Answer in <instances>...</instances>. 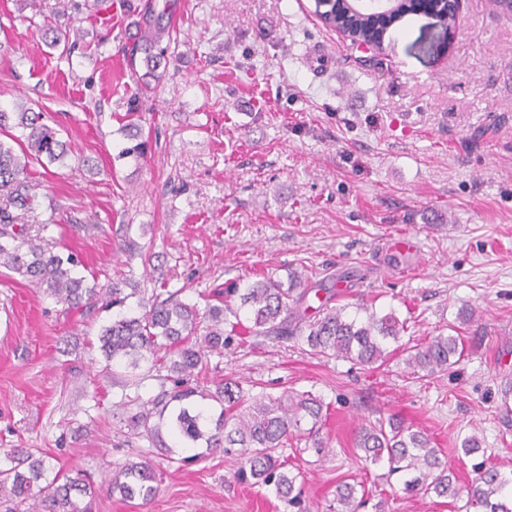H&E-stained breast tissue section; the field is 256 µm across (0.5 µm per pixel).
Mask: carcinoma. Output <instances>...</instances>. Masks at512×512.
Wrapping results in <instances>:
<instances>
[{"instance_id": "carcinoma-1", "label": "carcinoma", "mask_w": 512, "mask_h": 512, "mask_svg": "<svg viewBox=\"0 0 512 512\" xmlns=\"http://www.w3.org/2000/svg\"><path fill=\"white\" fill-rule=\"evenodd\" d=\"M341 0H316V14L326 26L347 29L352 40L381 45L383 36L395 23L411 13L425 10L442 16V0H398L394 9L372 14L348 15V9L335 11ZM169 33L165 26L145 23L142 42L147 74L165 57L169 46L162 45ZM23 129L22 138L11 129ZM0 134L11 136L14 145L0 140V268H5L41 288L69 308L113 310L110 322L98 333L99 349L112 368L123 369L131 383L140 381L139 370L166 371L170 389L161 388L153 397L135 396L123 403L126 426L154 447L170 453L162 436L167 429L181 448L220 450L240 460L237 478L270 487L288 507H300L296 492L299 474L287 469L282 449L294 438L313 440L316 451L325 448L317 424L322 418L321 399L302 393L288 398L271 394H252L240 380L226 377L214 390L203 389L198 379L207 353L223 354L243 334L254 337L297 336L311 352L334 356L363 368L384 365L390 352L387 346L407 354L406 364L428 375L446 369L464 353L460 336L439 334L427 343H400L407 331L406 321L394 312L377 314L364 303L354 314L347 306H332L325 298L312 317L307 304L313 287L303 276L292 272L288 283L271 274H262L245 288H230L239 295L240 305H212L204 314L178 299L177 293L160 287L140 302V311L125 309L127 300L139 292H126L118 282L108 288H94L75 273L79 261L62 256L38 243L30 235V225L21 223L31 209L34 186L29 166L46 157L59 161L70 152L66 142L42 121L40 112H9L0 109ZM356 447L365 460L387 467V476L404 477L403 491L412 496L435 495L465 500L457 512H512V505L499 498L512 486V471L502 472L486 461L473 464L475 477L464 487L453 480L442 450L433 446L421 431L405 425L396 416L380 417L360 427ZM10 466L0 467V497L31 503L28 512H93L95 488L80 478L63 477L53 472L46 458L28 450L10 451ZM112 490L126 499L151 500L158 491L154 466L147 460L128 462L112 473ZM366 499L357 497L349 483L336 486L334 512H360Z\"/></svg>"}]
</instances>
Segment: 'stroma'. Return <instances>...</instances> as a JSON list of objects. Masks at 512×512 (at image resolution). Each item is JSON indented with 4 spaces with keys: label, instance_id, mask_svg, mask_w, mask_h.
<instances>
[{
    "label": "stroma",
    "instance_id": "1",
    "mask_svg": "<svg viewBox=\"0 0 512 512\" xmlns=\"http://www.w3.org/2000/svg\"><path fill=\"white\" fill-rule=\"evenodd\" d=\"M149 17L172 32L150 81L136 48ZM47 20L79 33L73 54L52 46ZM18 104L72 147L33 164L22 221L77 254L88 284L162 280L203 311L230 283L298 271L335 304L395 312L412 343L451 327L464 336L461 360L428 377L398 352L366 370L294 337L209 356L206 383L234 377L327 406L328 448L283 450L303 512H330L343 482L364 485L361 512L382 501L385 512H451L404 495L356 448L361 424L392 414L428 434L459 485L474 476L470 436L512 469V15L462 0L448 33L410 14L378 52L326 28L315 0H0V107ZM131 111L147 142L138 158L120 154ZM408 238L416 251H399ZM110 318L0 268V456L27 448L89 476L97 512H290L237 481L222 452L183 465L128 433L126 396L149 398L160 379L128 387L113 372L94 344ZM145 459L156 496L113 492L116 467Z\"/></svg>",
    "mask_w": 512,
    "mask_h": 512
}]
</instances>
